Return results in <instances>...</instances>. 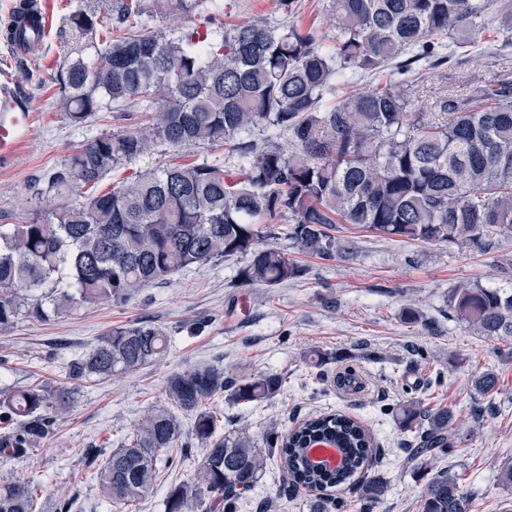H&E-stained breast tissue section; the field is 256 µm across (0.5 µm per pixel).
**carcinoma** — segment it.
Here are the masks:
<instances>
[{
	"label": "carcinoma",
	"instance_id": "carcinoma-1",
	"mask_svg": "<svg viewBox=\"0 0 512 512\" xmlns=\"http://www.w3.org/2000/svg\"><path fill=\"white\" fill-rule=\"evenodd\" d=\"M495 0H331L336 35L326 42L294 25L262 19L177 36L141 26L68 62L59 106L80 126L121 107L143 112L144 124L102 133L51 174L28 219L0 225V332L21 318L44 321L78 307L121 304L174 273L219 259L243 257L242 282L267 288L295 280L303 268L281 248L260 245L280 235L298 252L349 262L358 246L332 234L354 224L387 238L424 243L460 240L485 245L492 227H512V83L475 84L425 107L410 99L426 70L462 48L459 33L495 25L512 43V11ZM221 0H115L118 25L144 16L190 13ZM25 12L5 27L10 43L31 44ZM76 30L96 26L93 12L67 17ZM390 69L380 87L334 101L350 80ZM264 127L262 146L250 132ZM285 137L290 147L277 139ZM226 146L237 153L234 174L207 160L139 171L97 193L114 168L166 145ZM456 319L480 336H512V292L463 284L450 297ZM163 329L147 323L113 327L69 365L76 381L137 371L168 348ZM284 377L262 373L239 380L202 364L169 376L167 405L148 409L121 444L86 450L104 499L124 512L152 489L161 464L182 449L183 419L202 449L194 477L169 484L166 512H236L276 453L294 487L318 491L310 512H329L327 493L359 485L364 508L388 489L368 472L373 440L344 414L310 418L286 435L270 426L262 448L249 428L222 433L206 404L223 395L258 405L281 394ZM76 388L35 384L0 389V424L17 432L0 454L24 457L48 436L53 417L72 405ZM421 420L410 461L451 451L453 412L400 408L399 421ZM338 441L343 460L315 470L309 444ZM421 512H469L459 476L439 471L426 485ZM0 512H40L37 488L0 482Z\"/></svg>",
	"mask_w": 512,
	"mask_h": 512
}]
</instances>
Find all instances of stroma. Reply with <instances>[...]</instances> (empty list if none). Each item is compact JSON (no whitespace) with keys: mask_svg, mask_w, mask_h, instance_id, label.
Masks as SVG:
<instances>
[{"mask_svg":"<svg viewBox=\"0 0 512 512\" xmlns=\"http://www.w3.org/2000/svg\"><path fill=\"white\" fill-rule=\"evenodd\" d=\"M57 22L41 53L14 57L0 41V70L8 71L28 96L32 130L15 157L0 166V224L25 221L49 173L89 139L117 134L136 116L103 112L86 127L72 126L56 105L58 75L69 53L100 47L97 32H79L67 16L91 10L99 25L113 28L112 0H55ZM214 25L263 19L288 23L329 39L335 33L330 0H224ZM464 60L429 70L419 100L430 105L467 80L512 81V45L486 28L473 32ZM335 235L356 240L355 261L324 260L291 249L286 238L277 247L303 267L294 281L273 288L242 285L237 276L243 258L193 266L169 280L142 288L124 304L84 307L47 321L21 320L0 332V386L69 384L68 366L85 353L104 330L147 321L166 330L167 352L138 371L81 383L66 414L27 457L0 455V481H30L42 488L44 512L61 497L77 496L79 512H112L87 479L84 453L116 447L150 407L165 401L170 374L200 364L223 366L227 376L257 373L285 375L282 394L261 406L211 405L224 429L249 425L262 436L266 425L286 432L308 417L342 413L359 420L380 450L378 470L388 490L372 512H419L422 492L437 472L460 473L469 512H512V489L499 482L502 465L512 462V336H480L459 322L448 307L452 291L463 284L512 290V229L492 228L486 248L461 241L439 244L387 239L350 224ZM417 311V321L401 317ZM364 382L362 392L340 388L346 369ZM498 378L481 393L474 380L485 372ZM453 410V451L431 460L428 469L409 463L414 434L401 429L392 407L409 401ZM173 469L131 512H164L171 481L191 478L201 461L192 434ZM310 491L292 490L278 457H270L265 475L238 512H261L267 500L276 512H309Z\"/></svg>","mask_w":512,"mask_h":512,"instance_id":"35a3bbf8","label":"stroma"}]
</instances>
